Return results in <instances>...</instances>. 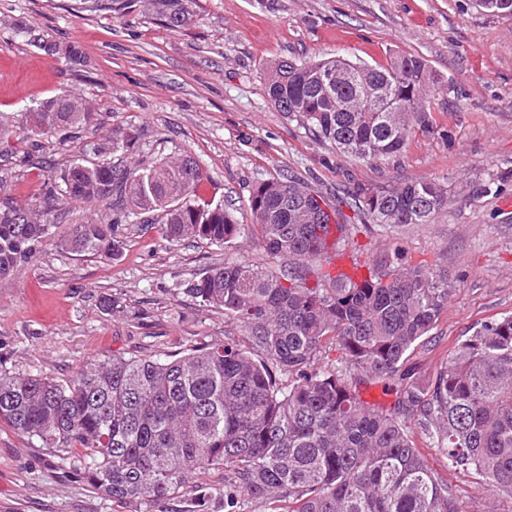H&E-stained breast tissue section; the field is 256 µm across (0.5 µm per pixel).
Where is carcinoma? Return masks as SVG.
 Segmentation results:
<instances>
[{
	"label": "carcinoma",
	"instance_id": "cac0c4a2",
	"mask_svg": "<svg viewBox=\"0 0 512 512\" xmlns=\"http://www.w3.org/2000/svg\"><path fill=\"white\" fill-rule=\"evenodd\" d=\"M174 30L190 24V0H149ZM140 0H81L82 9L122 15ZM20 30L49 54L79 69L85 57ZM438 90L425 61L411 54L373 67L346 57L309 64L278 59L266 94L312 135L357 159L397 157L416 132L437 125L430 99ZM20 139L27 162L43 165L38 138L93 125L79 98L41 102ZM17 128L0 113V164L15 153ZM202 169L184 154L138 169L78 159L50 175L38 202L0 201V278L28 263L49 234L50 217L70 203L110 206L112 219L72 224L64 246L118 259L115 225L161 214L172 242L229 246L243 225L222 204H200ZM448 202L435 180L357 190L330 204L299 180L267 179L249 198L252 226L275 267L231 261L185 284L199 305L221 309L250 347L213 344L173 360L114 354L69 383L0 372V421L44 448L89 449V484L123 503H158L199 475L222 469L224 509L244 498L271 512H463L448 482L428 465L411 437L415 423L451 468L471 469L495 494L512 497V316L483 324L458 343L425 389L401 371L448 307V280L400 252L357 281L331 275L330 251L362 224H431ZM353 211L348 218L344 208ZM338 232L328 242L329 227ZM334 344L351 373L316 368ZM366 379L397 382L393 407L362 400Z\"/></svg>",
	"mask_w": 512,
	"mask_h": 512
}]
</instances>
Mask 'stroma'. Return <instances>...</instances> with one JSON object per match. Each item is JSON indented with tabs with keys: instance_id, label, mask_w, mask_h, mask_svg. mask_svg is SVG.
<instances>
[{
	"instance_id": "obj_1",
	"label": "stroma",
	"mask_w": 512,
	"mask_h": 512,
	"mask_svg": "<svg viewBox=\"0 0 512 512\" xmlns=\"http://www.w3.org/2000/svg\"><path fill=\"white\" fill-rule=\"evenodd\" d=\"M75 4L0 0V112L22 127L40 102L82 97L97 123L42 138L53 167L98 161L97 144L115 137L136 147L112 154L115 163L188 153L204 173L197 196L224 203L246 230L223 247L175 243L160 224L134 221L116 227L119 260L79 256L62 244L68 226L112 213L69 205L55 214L35 258L0 279V372L66 383L115 354L171 360L214 343L247 345L223 311L200 306L182 288L227 261L273 267L249 227V197L274 177L300 179L330 201L361 187L447 186L448 205L434 223L367 224L348 246L362 263L398 251L447 279L448 307L407 362L419 382L431 381L482 324L512 315V15L486 13L475 0H194L191 24L172 30L142 2L121 17ZM21 24L78 47L83 70L30 45ZM399 53L423 58L438 76V130L416 133L386 162L341 155L265 96L267 69L280 58L304 64L343 55L376 66ZM49 170L14 167L0 198L38 196ZM109 296L122 300V311L103 309ZM412 437L465 512H512V498L429 451L424 430L413 427ZM85 459L81 446L59 453L0 422V512H224L223 470L200 475L175 498L133 507L94 490Z\"/></svg>"
}]
</instances>
